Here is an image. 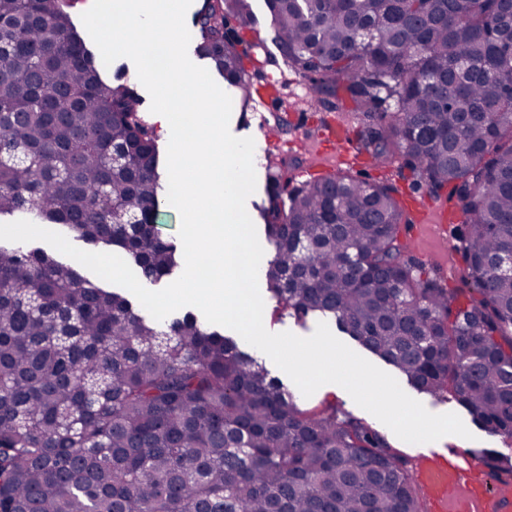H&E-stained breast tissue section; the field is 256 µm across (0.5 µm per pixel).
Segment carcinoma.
Instances as JSON below:
<instances>
[{
	"label": "carcinoma",
	"mask_w": 512,
	"mask_h": 512,
	"mask_svg": "<svg viewBox=\"0 0 512 512\" xmlns=\"http://www.w3.org/2000/svg\"><path fill=\"white\" fill-rule=\"evenodd\" d=\"M72 0H0V215L31 213L129 254L156 284L180 266L156 231L159 139L136 84L99 74ZM281 52L331 110L369 119L365 151L451 187L479 298L412 263L394 189L313 176L261 207L268 292L318 312L414 390L512 438V0H267ZM202 0L196 55L248 93ZM492 471L512 456L487 454ZM0 512H421L407 463L362 421L308 412L191 311L138 314L43 248L0 247Z\"/></svg>",
	"instance_id": "cac0c4a2"
}]
</instances>
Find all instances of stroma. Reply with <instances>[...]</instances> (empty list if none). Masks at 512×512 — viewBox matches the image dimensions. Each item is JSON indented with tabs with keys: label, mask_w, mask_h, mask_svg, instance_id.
I'll use <instances>...</instances> for the list:
<instances>
[{
	"label": "stroma",
	"mask_w": 512,
	"mask_h": 512,
	"mask_svg": "<svg viewBox=\"0 0 512 512\" xmlns=\"http://www.w3.org/2000/svg\"><path fill=\"white\" fill-rule=\"evenodd\" d=\"M252 15L242 35L244 40L239 44L241 54H249L248 39L252 32H259L264 41L265 50L271 68L285 72L289 81L288 89L282 91L280 97L272 102L267 113H259L253 104L242 103L237 89H230L232 114L229 128L237 137L253 138L254 153L257 161L254 165L257 186L255 192L246 201V209L255 226H262L263 221L257 210L267 197L269 186V162L287 158L290 174L295 181L306 180L309 175L317 173L322 163V155L318 150L321 137L319 123L311 113L306 112V100L299 86L301 78L289 71L271 24L270 13L266 0H251ZM291 107L301 112L302 121L293 124L287 133L286 146L270 145L263 130L261 121L271 120L273 114L284 108ZM339 173L357 179L377 182L389 180L394 186L395 196L401 206H409L413 200H421L424 205L444 208L453 221L448 230H436L429 233L423 223L407 221L400 229V239L408 243V254L419 263L424 272L440 281L445 288L455 291L458 305H468L478 293L473 283L464 277V262L456 250L460 233L461 215L448 190L432 191L426 184L416 180L408 167L393 164L381 168L372 164L365 152H358L354 163L342 165ZM301 407L310 412L336 410L360 419L369 427L382 434L392 448L408 462L410 474L419 492L422 512H443L448 505V488L452 479L448 474V460L453 451L461 450L476 460L475 479L484 491L505 501H512V472H490L485 466V454L490 450H504L505 444L501 437L491 436L482 430H474L472 438L465 439L456 435H447L441 439L423 444H410L397 438L393 432L372 414L360 408L341 387L327 384L319 388L311 397L302 399Z\"/></svg>",
	"instance_id": "stroma-1"
}]
</instances>
